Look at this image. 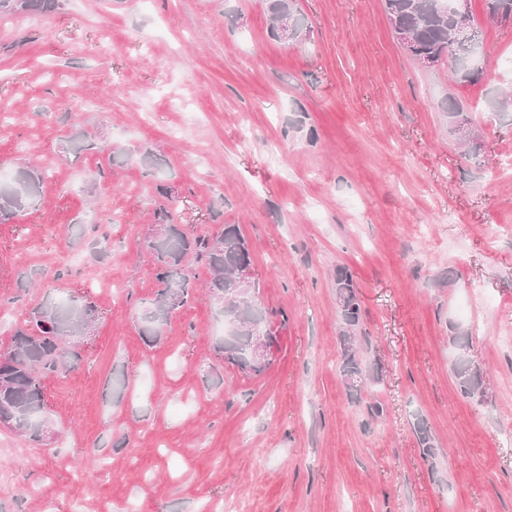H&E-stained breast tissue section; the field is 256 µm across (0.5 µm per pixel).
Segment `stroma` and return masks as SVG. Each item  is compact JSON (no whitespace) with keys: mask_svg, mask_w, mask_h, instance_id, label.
<instances>
[{"mask_svg":"<svg viewBox=\"0 0 512 512\" xmlns=\"http://www.w3.org/2000/svg\"><path fill=\"white\" fill-rule=\"evenodd\" d=\"M296 7L298 45L269 36L265 0L0 18V173L42 175L0 224V351L58 270L98 307L88 350L47 383L55 442L0 430V512H512V25L471 0L474 82L420 68L384 0ZM78 130L95 149L70 150ZM165 205L190 235L239 226L278 336L262 374L225 361L191 256V301L141 338L160 289L144 239ZM102 223L96 259L78 235ZM343 269L362 305L358 394L340 376ZM462 352L482 398L458 390Z\"/></svg>","mask_w":512,"mask_h":512,"instance_id":"1","label":"stroma"}]
</instances>
